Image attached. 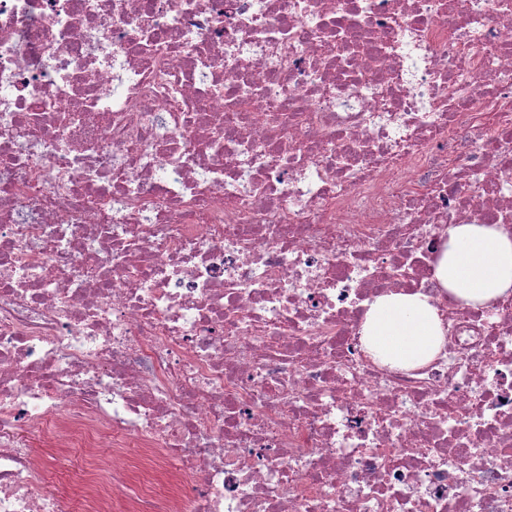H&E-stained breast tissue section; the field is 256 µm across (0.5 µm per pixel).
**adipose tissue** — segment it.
<instances>
[{
    "label": "adipose tissue",
    "instance_id": "obj_1",
    "mask_svg": "<svg viewBox=\"0 0 512 512\" xmlns=\"http://www.w3.org/2000/svg\"><path fill=\"white\" fill-rule=\"evenodd\" d=\"M433 276L463 304L485 307L512 297V237L493 224H454ZM374 357L396 366L423 364L438 353L444 320L428 296L390 293L371 303L361 328Z\"/></svg>",
    "mask_w": 512,
    "mask_h": 512
}]
</instances>
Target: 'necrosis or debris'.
Returning <instances> with one entry per match:
<instances>
[{
	"instance_id": "4bbe7bcc",
	"label": "necrosis or debris",
	"mask_w": 512,
	"mask_h": 512,
	"mask_svg": "<svg viewBox=\"0 0 512 512\" xmlns=\"http://www.w3.org/2000/svg\"><path fill=\"white\" fill-rule=\"evenodd\" d=\"M453 224L512 236V0H0V512H512ZM445 331L441 312L428 296L399 292L379 296L371 303L361 340L383 362L417 365L435 357Z\"/></svg>"
}]
</instances>
